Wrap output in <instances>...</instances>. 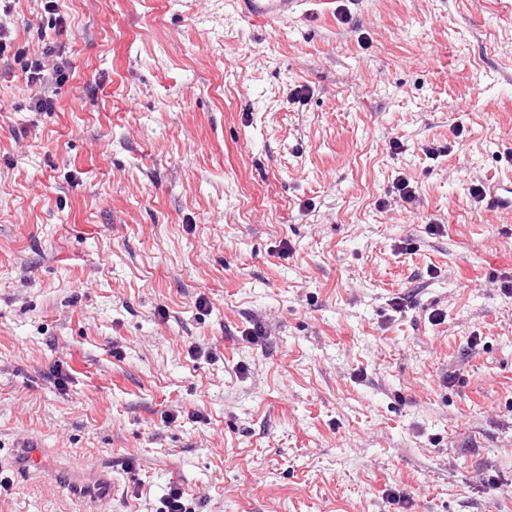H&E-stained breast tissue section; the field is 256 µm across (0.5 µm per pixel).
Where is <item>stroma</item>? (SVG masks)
Here are the masks:
<instances>
[{
    "mask_svg": "<svg viewBox=\"0 0 512 512\" xmlns=\"http://www.w3.org/2000/svg\"><path fill=\"white\" fill-rule=\"evenodd\" d=\"M55 7L0 13L73 65L38 112L0 58V448L105 512H512V0ZM242 13L257 20H283L301 5L299 0H238ZM488 194L493 210L512 212V176L500 178L489 186ZM1 459L7 462L10 470L17 476L51 472L55 483L67 485L74 498L87 504L109 501L117 491L116 485L112 484V465L104 460L83 463L79 467L58 466L49 470L46 450L39 448L37 444L12 448ZM190 496L180 485H170L163 496L160 512H196Z\"/></svg>",
    "mask_w": 512,
    "mask_h": 512,
    "instance_id": "35a3bbf8",
    "label": "stroma"
}]
</instances>
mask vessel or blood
Here are the masks:
<instances>
[{
    "mask_svg": "<svg viewBox=\"0 0 512 512\" xmlns=\"http://www.w3.org/2000/svg\"><path fill=\"white\" fill-rule=\"evenodd\" d=\"M246 17L257 20H282L294 13L300 0H238ZM494 210L512 212V176L500 178L489 186ZM10 470L18 476L50 472L56 483L70 487L74 498L86 503L111 500L116 494L112 466L100 460L80 466L49 468L47 453L38 445L28 444L11 449L5 457Z\"/></svg>",
    "mask_w": 512,
    "mask_h": 512,
    "instance_id": "obj_1",
    "label": "vessel or blood"
}]
</instances>
